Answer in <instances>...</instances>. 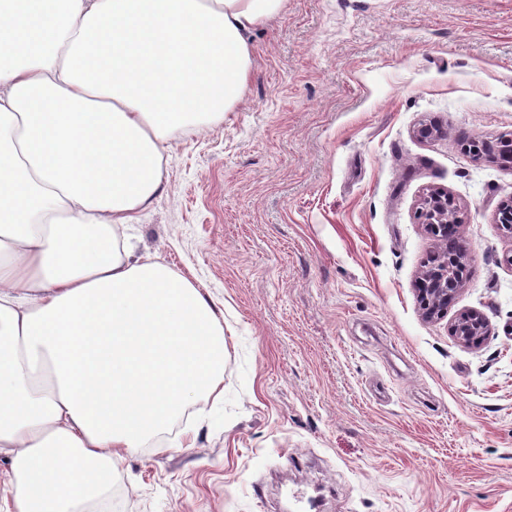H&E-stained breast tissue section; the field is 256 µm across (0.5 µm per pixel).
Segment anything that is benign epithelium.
<instances>
[{"label": "benign epithelium", "instance_id": "benign-epithelium-1", "mask_svg": "<svg viewBox=\"0 0 512 512\" xmlns=\"http://www.w3.org/2000/svg\"><path fill=\"white\" fill-rule=\"evenodd\" d=\"M473 154L509 164L512 162V136L484 140L473 149ZM421 216L427 233L441 243L443 250L422 270L415 291L424 317L439 320L447 314L448 304L465 285L468 253L461 245L456 253L448 254V239L459 241L460 221L454 199L447 192L430 191L423 200ZM497 223L512 235V200L499 205ZM451 333L464 345L478 346L488 335L487 318L478 310L464 312L452 324Z\"/></svg>", "mask_w": 512, "mask_h": 512}]
</instances>
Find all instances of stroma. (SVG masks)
<instances>
[{
  "label": "stroma",
  "instance_id": "1",
  "mask_svg": "<svg viewBox=\"0 0 512 512\" xmlns=\"http://www.w3.org/2000/svg\"><path fill=\"white\" fill-rule=\"evenodd\" d=\"M223 121L171 143L130 234L224 310V398L112 468L118 512H512V0H287ZM435 124L440 136L422 139ZM454 199L467 281L424 318ZM480 310L478 347L449 326ZM475 156H489L511 164L512 162V136L505 135L494 140L481 141L480 147L473 148ZM454 199L447 192L432 190L424 198L421 216L427 233L444 246L433 261L420 273L416 281V294L422 313L428 320L442 319L466 282L468 253L459 241ZM448 237L458 245L456 253L448 256Z\"/></svg>",
  "mask_w": 512,
  "mask_h": 512
}]
</instances>
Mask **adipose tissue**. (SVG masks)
<instances>
[{"mask_svg": "<svg viewBox=\"0 0 512 512\" xmlns=\"http://www.w3.org/2000/svg\"><path fill=\"white\" fill-rule=\"evenodd\" d=\"M286 0H0V454L15 512H77L115 449L221 395L224 314L118 245L175 134L223 120Z\"/></svg>", "mask_w": 512, "mask_h": 512, "instance_id": "1", "label": "adipose tissue"}]
</instances>
